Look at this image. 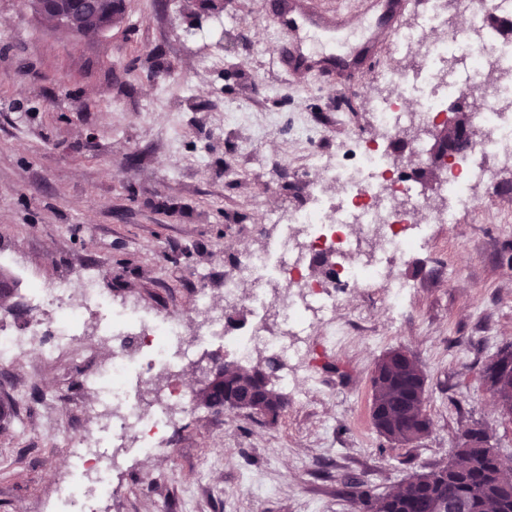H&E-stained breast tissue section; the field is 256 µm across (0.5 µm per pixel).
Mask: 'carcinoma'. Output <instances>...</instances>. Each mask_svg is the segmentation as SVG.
I'll list each match as a JSON object with an SVG mask.
<instances>
[{
  "instance_id": "carcinoma-1",
  "label": "carcinoma",
  "mask_w": 512,
  "mask_h": 512,
  "mask_svg": "<svg viewBox=\"0 0 512 512\" xmlns=\"http://www.w3.org/2000/svg\"><path fill=\"white\" fill-rule=\"evenodd\" d=\"M281 362L271 357L266 367L229 363L225 367L224 381L206 384L196 392L197 403L216 412L231 408L226 402L225 389L237 386L251 398L267 402L260 416L274 422L281 410L278 405L286 396L275 383V375ZM372 403L382 408L384 415L402 417L399 433L387 439L401 445L411 443L407 434L420 419L428 417L426 407H417L406 395L393 391L383 379L372 378ZM490 393L504 403L512 404V369L503 383L490 389ZM488 434L483 427L474 424L467 428L458 440L454 457L465 469V478L453 485L445 482L448 466L442 465L410 475L414 482L398 487L393 494L375 493L355 476L343 478V484L353 489L364 507V512H436V501L450 495L464 504L466 512H512V495L503 494L492 483V472L499 464V452L487 443Z\"/></svg>"
}]
</instances>
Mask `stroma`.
<instances>
[{"label": "stroma", "instance_id": "1", "mask_svg": "<svg viewBox=\"0 0 512 512\" xmlns=\"http://www.w3.org/2000/svg\"><path fill=\"white\" fill-rule=\"evenodd\" d=\"M277 49L266 0H224L220 12L125 0L119 24L83 38L0 0V255L42 283L96 273L116 299L169 309L197 331L196 272L221 297L225 272L278 236L268 213L308 206L299 182L313 153L372 134L371 97L408 65L386 43L340 94L282 76ZM232 107L253 122H225ZM303 120L320 138L297 135ZM489 168L475 189L482 208L433 225L400 267L415 285L402 314L384 289L355 288L336 305L344 337L331 345L312 327L307 358L289 366L310 379L307 400L273 423L244 410L181 415L161 452L112 473L120 493L106 512H353L341 477L392 491L447 463L474 422L512 464V420L480 377L512 344V165ZM396 348L426 373L432 431L409 445L371 419L372 371ZM74 359L28 357L0 374V403L34 383L61 397L0 415V512H48L73 476L59 436L82 418Z\"/></svg>", "mask_w": 512, "mask_h": 512}]
</instances>
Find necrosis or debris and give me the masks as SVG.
I'll return each instance as SVG.
<instances>
[{
    "label": "necrosis or debris",
    "mask_w": 512,
    "mask_h": 512,
    "mask_svg": "<svg viewBox=\"0 0 512 512\" xmlns=\"http://www.w3.org/2000/svg\"><path fill=\"white\" fill-rule=\"evenodd\" d=\"M457 6L472 14L462 32L449 25L446 0H425L395 41L412 67L391 76L395 92L371 101L372 124L390 139L430 123L449 100L464 102L482 91L469 114L476 136L439 175L437 194L444 206H431L379 141L355 137L335 155L317 157L306 180L307 208L284 218L271 215V222L282 225L276 242L245 253L225 273V305L252 311L244 331L228 330L223 307L213 304L202 272L196 275L200 289L194 309L205 324L193 336L180 315L116 303L93 278L76 289L65 280L32 284L29 318L0 320V368L31 354L50 362L73 349L85 365L77 388L95 394L83 425L65 438L74 477L57 488L50 512H101L112 495L110 472L121 459L151 457L175 418L196 410L180 373L200 361L205 346H222L241 362L259 348L285 363L301 359L302 336L312 322L329 325L335 336L343 332L336 304L360 286L385 285L389 307L402 311L409 284L390 276V268L422 245L432 225L452 222L456 209L478 206L474 189L489 175V157L512 161V40L486 34L483 23L490 10L511 18L512 0H458ZM408 88L418 92L411 103L404 94ZM332 184L343 190L344 202L328 197ZM332 255L342 257V264L329 263ZM319 259L324 271L311 275ZM91 317L111 348L101 364L80 344Z\"/></svg>",
    "instance_id": "necrosis-or-debris-1"
}]
</instances>
